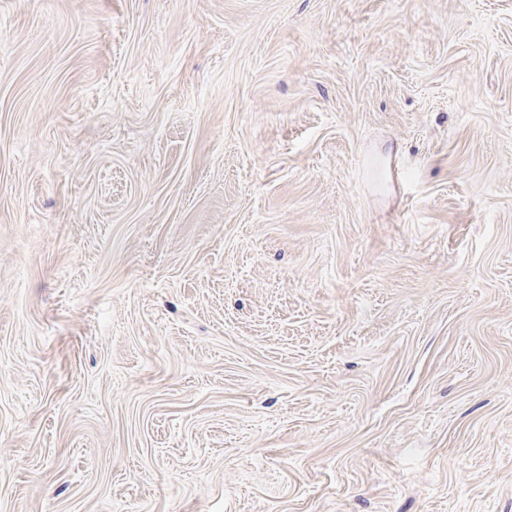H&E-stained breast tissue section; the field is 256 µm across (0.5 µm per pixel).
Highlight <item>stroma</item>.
Wrapping results in <instances>:
<instances>
[{
  "label": "stroma",
  "instance_id": "stroma-1",
  "mask_svg": "<svg viewBox=\"0 0 512 512\" xmlns=\"http://www.w3.org/2000/svg\"><path fill=\"white\" fill-rule=\"evenodd\" d=\"M0 512H512V0H0Z\"/></svg>",
  "mask_w": 512,
  "mask_h": 512
}]
</instances>
